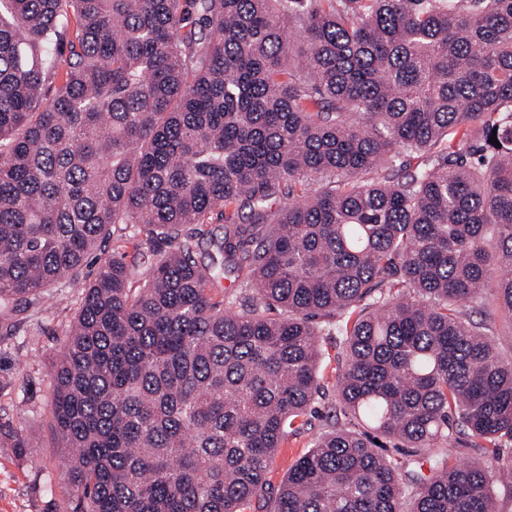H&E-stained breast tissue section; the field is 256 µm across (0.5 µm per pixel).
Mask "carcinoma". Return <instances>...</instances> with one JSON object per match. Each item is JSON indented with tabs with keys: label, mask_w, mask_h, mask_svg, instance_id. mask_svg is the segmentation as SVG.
I'll return each instance as SVG.
<instances>
[{
	"label": "carcinoma",
	"mask_w": 512,
	"mask_h": 512,
	"mask_svg": "<svg viewBox=\"0 0 512 512\" xmlns=\"http://www.w3.org/2000/svg\"><path fill=\"white\" fill-rule=\"evenodd\" d=\"M90 264L53 374L63 512H494L512 0H0V313ZM335 334L336 401L268 494Z\"/></svg>",
	"instance_id": "cac0c4a2"
}]
</instances>
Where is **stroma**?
Here are the masks:
<instances>
[{
    "instance_id": "obj_1",
    "label": "stroma",
    "mask_w": 512,
    "mask_h": 512,
    "mask_svg": "<svg viewBox=\"0 0 512 512\" xmlns=\"http://www.w3.org/2000/svg\"><path fill=\"white\" fill-rule=\"evenodd\" d=\"M81 283L51 288L39 303L0 317V429L24 426L40 445L32 458L18 448L0 447V512H60L63 497L61 449L50 433L52 376L64 350L63 330L75 315ZM313 446L312 432L290 437L266 472L275 489L289 468Z\"/></svg>"
}]
</instances>
